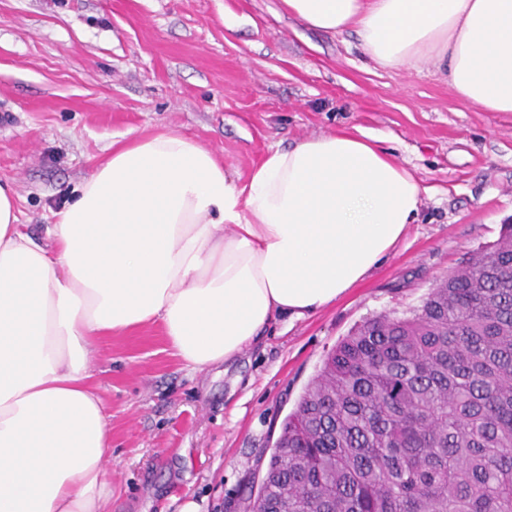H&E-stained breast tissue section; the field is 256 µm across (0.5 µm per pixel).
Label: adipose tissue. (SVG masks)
<instances>
[{
  "label": "adipose tissue",
  "instance_id": "1",
  "mask_svg": "<svg viewBox=\"0 0 512 512\" xmlns=\"http://www.w3.org/2000/svg\"><path fill=\"white\" fill-rule=\"evenodd\" d=\"M390 67L443 62L465 102L512 112V0H281ZM422 187L364 132L272 149L237 183L180 132L113 145L37 242L0 180V512H112L100 338L160 322L193 372L377 268Z\"/></svg>",
  "mask_w": 512,
  "mask_h": 512
}]
</instances>
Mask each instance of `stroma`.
I'll return each mask as SVG.
<instances>
[{
	"instance_id": "1",
	"label": "stroma",
	"mask_w": 512,
	"mask_h": 512,
	"mask_svg": "<svg viewBox=\"0 0 512 512\" xmlns=\"http://www.w3.org/2000/svg\"><path fill=\"white\" fill-rule=\"evenodd\" d=\"M355 129L424 188L367 279L238 358L193 373L160 324L100 341L112 512H245L282 422L365 317L403 313L512 221V112L464 102L433 60L383 67L280 0H0V179L43 234L113 143L196 137L246 182L273 148Z\"/></svg>"
}]
</instances>
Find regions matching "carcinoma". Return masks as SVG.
Segmentation results:
<instances>
[{"label": "carcinoma", "instance_id": "1", "mask_svg": "<svg viewBox=\"0 0 512 512\" xmlns=\"http://www.w3.org/2000/svg\"><path fill=\"white\" fill-rule=\"evenodd\" d=\"M250 512H512V224L365 319L285 418Z\"/></svg>", "mask_w": 512, "mask_h": 512}]
</instances>
